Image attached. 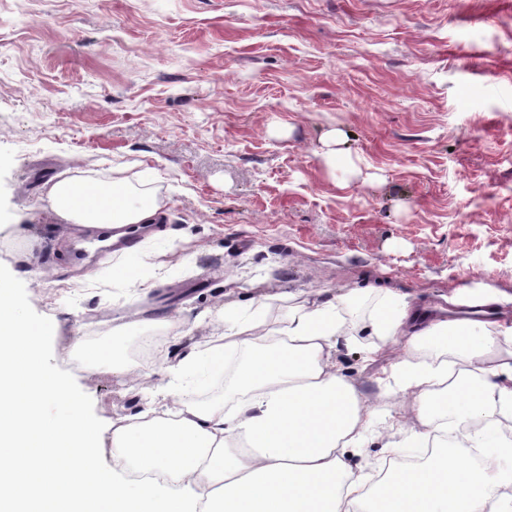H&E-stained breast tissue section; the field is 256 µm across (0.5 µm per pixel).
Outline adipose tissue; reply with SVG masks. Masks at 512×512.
<instances>
[{
	"label": "adipose tissue",
	"instance_id": "1",
	"mask_svg": "<svg viewBox=\"0 0 512 512\" xmlns=\"http://www.w3.org/2000/svg\"><path fill=\"white\" fill-rule=\"evenodd\" d=\"M48 199L66 223L152 224L155 192L125 180L101 185L89 176L52 184ZM353 294L291 308L277 332L222 308L224 334L207 352L184 348L177 373L159 395L185 391V375L215 370L226 352L242 360L228 382L226 401L182 402L176 412L148 410L89 422L82 402L45 365L42 332L0 289V512L35 499L38 512H512V440L487 442L480 460L462 452L472 429L456 430L455 450L431 454L417 469L392 465L372 482L357 455L375 412L355 384L336 370L345 334L339 308ZM484 311L460 310L432 319L392 290L368 326L386 339L408 337L409 348L387 377L389 388L416 393L419 428L385 450L425 448L437 420L512 421V326ZM65 402L54 422L40 417L51 400ZM244 447L228 452L229 439ZM111 448L104 463L102 448ZM27 448L40 460L31 463ZM155 472L157 480L128 483L123 470Z\"/></svg>",
	"mask_w": 512,
	"mask_h": 512
}]
</instances>
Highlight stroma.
<instances>
[{
  "label": "stroma",
  "mask_w": 512,
  "mask_h": 512,
  "mask_svg": "<svg viewBox=\"0 0 512 512\" xmlns=\"http://www.w3.org/2000/svg\"><path fill=\"white\" fill-rule=\"evenodd\" d=\"M334 129L355 172L322 158ZM80 173L155 188L139 283L70 261L48 191ZM0 280L99 424L178 409L148 393L174 361L90 375L81 344L176 316L202 349L219 308L274 325L355 290L336 367L383 405L359 459L387 466L419 402L384 386L403 337L364 359L379 289L512 295V0H0Z\"/></svg>",
  "instance_id": "1"
}]
</instances>
